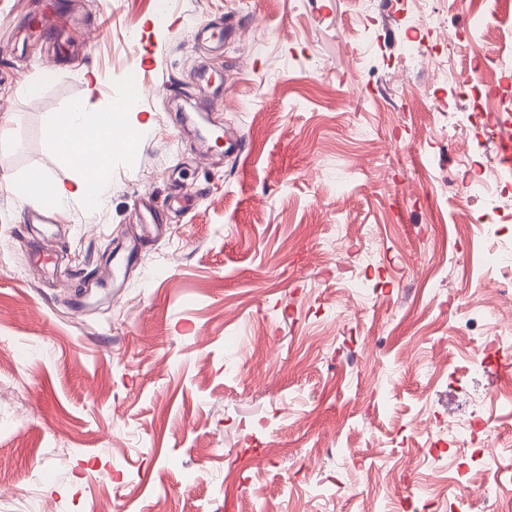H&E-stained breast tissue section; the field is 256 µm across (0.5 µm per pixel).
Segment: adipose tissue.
<instances>
[{
  "label": "adipose tissue",
  "mask_w": 512,
  "mask_h": 512,
  "mask_svg": "<svg viewBox=\"0 0 512 512\" xmlns=\"http://www.w3.org/2000/svg\"><path fill=\"white\" fill-rule=\"evenodd\" d=\"M45 135L53 153L69 164L74 173L68 181L49 185L43 178L35 177L21 182L19 189L23 195L57 209L72 199L83 200L90 207L99 205L109 187L113 154L131 150L136 143L125 113L110 107H94L84 100L53 116Z\"/></svg>",
  "instance_id": "ef3b65f1"
}]
</instances>
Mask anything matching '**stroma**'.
Here are the masks:
<instances>
[{"label": "stroma", "instance_id": "stroma-1", "mask_svg": "<svg viewBox=\"0 0 512 512\" xmlns=\"http://www.w3.org/2000/svg\"><path fill=\"white\" fill-rule=\"evenodd\" d=\"M429 5L458 69L492 66L493 85L453 96L404 65L413 36L444 40L409 30L407 0H375L368 45L355 0H0V512H413L478 443L445 448L412 419L478 398L512 462V385L497 363L474 371L459 314L512 335V279L481 288L489 242L451 191L464 158L502 161L512 54L485 63L471 14ZM484 10L482 42L512 47V0ZM130 72L140 137L102 203L27 223L18 181L71 174L48 119L115 105ZM436 101L476 119L448 132ZM202 114L240 152L207 148ZM340 231L394 256L375 295L326 254ZM38 251L54 266L33 270Z\"/></svg>", "mask_w": 512, "mask_h": 512}]
</instances>
